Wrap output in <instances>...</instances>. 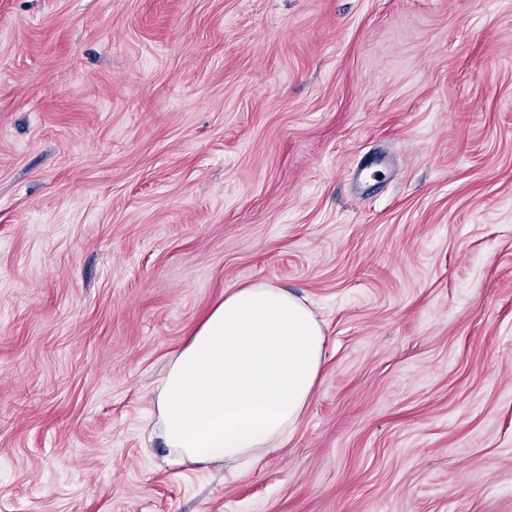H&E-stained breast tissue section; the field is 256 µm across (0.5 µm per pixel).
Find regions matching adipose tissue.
Returning a JSON list of instances; mask_svg holds the SVG:
<instances>
[{
    "instance_id": "obj_1",
    "label": "adipose tissue",
    "mask_w": 512,
    "mask_h": 512,
    "mask_svg": "<svg viewBox=\"0 0 512 512\" xmlns=\"http://www.w3.org/2000/svg\"><path fill=\"white\" fill-rule=\"evenodd\" d=\"M324 344L322 323L287 289H226L154 390L169 464H222L234 479L283 450L321 380Z\"/></svg>"
}]
</instances>
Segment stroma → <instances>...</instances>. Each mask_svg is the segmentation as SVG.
I'll list each match as a JSON object with an SVG mask.
<instances>
[{
  "label": "stroma",
  "instance_id": "35a3bbf8",
  "mask_svg": "<svg viewBox=\"0 0 512 512\" xmlns=\"http://www.w3.org/2000/svg\"><path fill=\"white\" fill-rule=\"evenodd\" d=\"M267 281L314 398L168 466L169 356ZM0 512H512V0H0Z\"/></svg>",
  "mask_w": 512,
  "mask_h": 512
}]
</instances>
